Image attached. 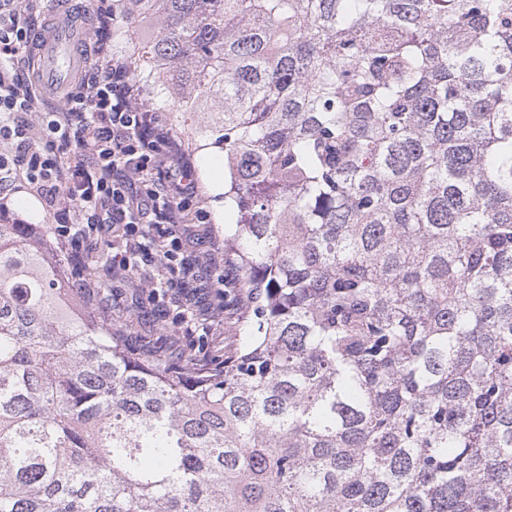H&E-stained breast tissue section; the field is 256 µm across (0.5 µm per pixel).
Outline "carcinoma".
Wrapping results in <instances>:
<instances>
[{"label":"carcinoma","instance_id":"cac0c4a2","mask_svg":"<svg viewBox=\"0 0 512 512\" xmlns=\"http://www.w3.org/2000/svg\"><path fill=\"white\" fill-rule=\"evenodd\" d=\"M112 43L224 149L238 342L130 345L0 221V512H512V0H116Z\"/></svg>","mask_w":512,"mask_h":512}]
</instances>
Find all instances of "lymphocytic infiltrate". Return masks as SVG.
<instances>
[{
    "mask_svg": "<svg viewBox=\"0 0 512 512\" xmlns=\"http://www.w3.org/2000/svg\"><path fill=\"white\" fill-rule=\"evenodd\" d=\"M47 0H0V209L26 184L57 222L61 243L99 238L108 271L141 273L184 308L186 281L207 286L212 261L180 259L186 225L207 215L190 162L160 113L140 105L125 62L100 55L63 107L41 111V92L18 67L31 51L28 18Z\"/></svg>",
    "mask_w": 512,
    "mask_h": 512,
    "instance_id": "obj_1",
    "label": "lymphocytic infiltrate"
}]
</instances>
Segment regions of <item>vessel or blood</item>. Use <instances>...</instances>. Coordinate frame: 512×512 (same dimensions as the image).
<instances>
[{"label": "vessel or blood", "instance_id": "1", "mask_svg": "<svg viewBox=\"0 0 512 512\" xmlns=\"http://www.w3.org/2000/svg\"><path fill=\"white\" fill-rule=\"evenodd\" d=\"M89 37L83 16L78 11H58L51 22L34 32L39 71L36 77L46 102L59 105L83 70L86 59L80 45Z\"/></svg>", "mask_w": 512, "mask_h": 512}]
</instances>
